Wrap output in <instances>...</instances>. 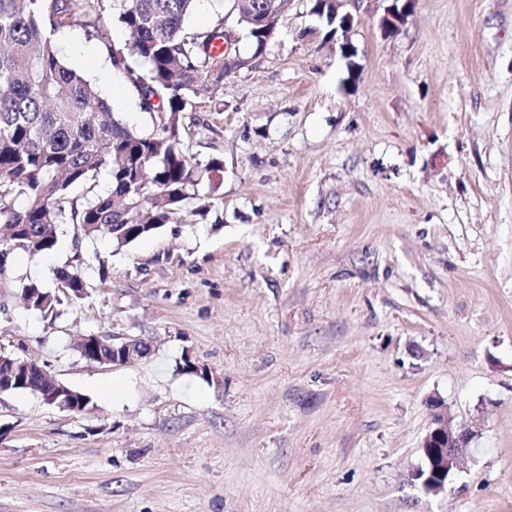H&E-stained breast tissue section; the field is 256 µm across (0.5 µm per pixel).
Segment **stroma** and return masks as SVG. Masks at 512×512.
<instances>
[{
	"mask_svg": "<svg viewBox=\"0 0 512 512\" xmlns=\"http://www.w3.org/2000/svg\"><path fill=\"white\" fill-rule=\"evenodd\" d=\"M62 60L148 134L97 39ZM355 82L309 0L265 53L181 115L223 169L207 216L113 251L64 225L11 260L0 351L93 405L0 395V512H512V0H418L397 35L356 18ZM80 257L87 296L29 309ZM141 338L132 366L79 337ZM210 380L186 375L184 355ZM440 397L472 432L428 495L410 475ZM60 291H51L41 286L30 283L22 288V296L26 300H30L31 309L38 310L41 313H53L56 307L61 304ZM33 362L34 361L32 359H22L20 357H17L12 361V368L14 369V372H16V375L22 374L27 378L25 385L30 383V379H37L38 381L41 379H51L57 385V387L68 389L54 375L51 374L46 366L39 365L38 363L33 365ZM68 391L73 392L70 389H68Z\"/></svg>",
	"mask_w": 512,
	"mask_h": 512,
	"instance_id": "stroma-1",
	"label": "stroma"
}]
</instances>
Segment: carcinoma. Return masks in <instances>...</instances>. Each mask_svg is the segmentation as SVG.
<instances>
[{
    "instance_id": "carcinoma-1",
    "label": "carcinoma",
    "mask_w": 512,
    "mask_h": 512,
    "mask_svg": "<svg viewBox=\"0 0 512 512\" xmlns=\"http://www.w3.org/2000/svg\"><path fill=\"white\" fill-rule=\"evenodd\" d=\"M284 0H233L235 26L253 53L213 52L224 23L197 33L185 27L196 0H0V286L10 278V258H41L54 250L60 226L75 224L86 238L105 237L123 248L180 219L199 193L203 172H219L213 159L199 163L181 147L180 114L224 86V78L265 51L282 19ZM130 32L124 45L110 41L105 22ZM78 26L104 46L112 66L136 91L142 111L156 122L144 135L110 112L98 90L59 57L54 33ZM107 171L111 189L95 191ZM84 189L82 198L72 189ZM24 205L15 207V200ZM84 299L81 264L55 272ZM30 308L52 313L58 292L35 283L22 288Z\"/></svg>"
}]
</instances>
